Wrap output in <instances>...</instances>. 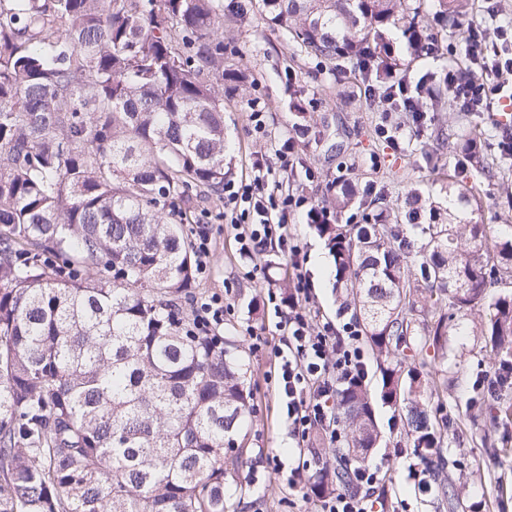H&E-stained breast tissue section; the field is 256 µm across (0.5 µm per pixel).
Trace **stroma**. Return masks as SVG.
I'll return each mask as SVG.
<instances>
[{
    "label": "stroma",
    "mask_w": 512,
    "mask_h": 512,
    "mask_svg": "<svg viewBox=\"0 0 512 512\" xmlns=\"http://www.w3.org/2000/svg\"><path fill=\"white\" fill-rule=\"evenodd\" d=\"M463 28L438 29L440 50L407 71L410 81L425 73L444 72L448 67L464 68L459 54ZM224 66L240 72L244 85L224 92V137L227 152L233 159L228 183L249 182L253 166L264 160L279 167L275 152L295 122V106H302L316 119L313 144H296L290 157L284 183L290 194L305 196L312 203L328 206L336 182L352 184L363 202L379 197L391 204H403L406 196L418 193L436 206L447 207L448 184L437 178L425 161L426 154L438 155L442 166L454 170L459 151L458 136L475 129L482 133L486 156L493 172L481 179L482 192L479 220L484 224L512 225V160L503 158L499 143L503 138L484 112H463L456 104L447 111H429L420 126H413L410 113L381 112L364 94L357 62L339 66H321L300 54L280 30L271 27L264 16L251 12L246 22L228 31L224 37ZM260 101L267 114L265 133H256L249 118V105ZM402 128L401 146H393L377 133L382 124ZM191 197L199 205L194 223L185 225L190 241L200 232L211 240L212 257L207 273L197 277L188 311L211 294L223 295L232 310L224 317L223 335L237 338L251 372L248 385L253 412L235 437L233 448L245 465L239 475L226 478L224 496L232 512H316V500L306 485L293 488L281 475L274 473L272 461L280 459L285 467L306 460L310 470L334 464L332 450L336 443L324 431H312L303 445H296L288 433L276 379L278 361L269 350H254L250 329L265 322L263 301L269 288L288 293L294 281L279 283L278 266L286 258L279 249L266 246L254 258L260 268L254 278H246L247 266L238 252L234 232L229 225L221 198H200L198 190ZM294 232L307 255L309 273L308 307L313 326L340 324L333 289V262L317 267L314 251L326 245L308 224L305 210L295 216ZM468 317L457 320V330L448 338V390L443 398L444 411L451 426L443 454L459 461L465 482V512H494L492 497L496 480L512 483V465L493 454L492 441L483 437L484 412L470 406L478 376H494L498 364L483 348V340L472 331ZM383 427L381 445L367 457L368 463L382 467L387 485L393 489L391 503L396 512H438L431 492L422 490L412 470L421 464L412 448L407 447L400 424L392 418L389 407L378 406Z\"/></svg>",
    "instance_id": "obj_1"
}]
</instances>
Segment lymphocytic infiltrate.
Here are the masks:
<instances>
[{"label":"lymphocytic infiltrate","instance_id":"f902f5d3","mask_svg":"<svg viewBox=\"0 0 512 512\" xmlns=\"http://www.w3.org/2000/svg\"><path fill=\"white\" fill-rule=\"evenodd\" d=\"M483 22L469 25L463 36L467 62L479 65L480 78H468L457 69L446 77L455 86L460 110L483 112L490 94L503 75L512 73V31L501 30V46H488ZM270 167L257 165L250 183L224 187V201L233 206L231 226L243 259H253L260 248L278 245L296 272V287L290 297L269 293L271 319L279 333L277 344L253 334L255 346L270 347L279 359L278 392L288 428L296 443H304L315 429L327 430L335 422V405L340 386L364 377L366 362L361 348L362 330L357 322L324 326L315 330L307 309L305 254L291 231L298 210H305L312 224H333L337 216L326 207L285 194L281 182H270ZM351 490L332 492L318 499L319 512H372V494L382 481L379 467L361 466L353 471Z\"/></svg>","mask_w":512,"mask_h":512}]
</instances>
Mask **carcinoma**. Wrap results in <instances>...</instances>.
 I'll use <instances>...</instances> for the list:
<instances>
[{"label": "carcinoma", "mask_w": 512, "mask_h": 512, "mask_svg": "<svg viewBox=\"0 0 512 512\" xmlns=\"http://www.w3.org/2000/svg\"><path fill=\"white\" fill-rule=\"evenodd\" d=\"M474 0H258L268 22L324 65L372 59L379 88L437 54ZM224 0H0V512H229L224 444L251 410L229 338L182 307L196 259L186 191L224 193ZM402 31L407 55H392ZM429 101L448 105V84ZM489 170L482 135L459 144ZM448 180V219L407 242L402 211L315 224L334 259L339 311L363 327L377 395L344 384L336 466L314 493L353 486L350 458L380 441L374 399L397 412L440 506L463 507L441 448L448 417L428 362L451 322L477 314L505 391H483L489 435L512 420V235L476 219L480 181Z\"/></svg>", "instance_id": "cac0c4a2"}]
</instances>
